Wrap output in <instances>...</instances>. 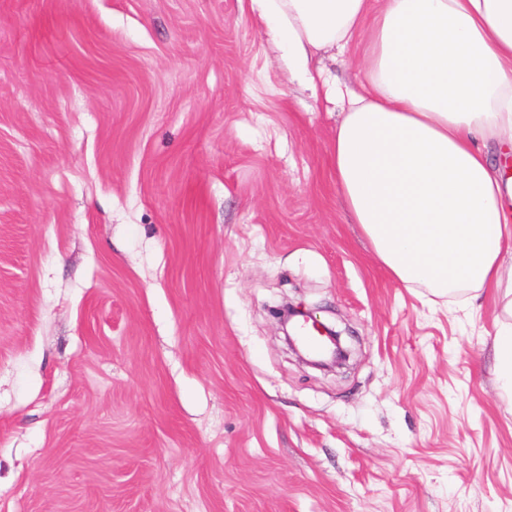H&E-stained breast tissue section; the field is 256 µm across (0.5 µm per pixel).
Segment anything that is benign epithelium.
<instances>
[{"instance_id":"benign-epithelium-1","label":"benign epithelium","mask_w":512,"mask_h":512,"mask_svg":"<svg viewBox=\"0 0 512 512\" xmlns=\"http://www.w3.org/2000/svg\"><path fill=\"white\" fill-rule=\"evenodd\" d=\"M279 330L288 350L303 364L323 372H335L344 368L353 356L354 350L343 339L342 331L319 321L313 312L302 304L284 300L275 311ZM314 324L324 338V345L318 352L301 350L293 332L298 321Z\"/></svg>"}]
</instances>
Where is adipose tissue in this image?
<instances>
[{
	"mask_svg": "<svg viewBox=\"0 0 512 512\" xmlns=\"http://www.w3.org/2000/svg\"><path fill=\"white\" fill-rule=\"evenodd\" d=\"M292 74L335 96L318 60L367 34L332 168L353 223L404 284L503 292L496 373L512 398V213L488 149L512 143V0H250Z\"/></svg>",
	"mask_w": 512,
	"mask_h": 512,
	"instance_id": "adipose-tissue-1",
	"label": "adipose tissue"
}]
</instances>
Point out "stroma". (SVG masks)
Returning <instances> with one entry per match:
<instances>
[{
  "instance_id": "stroma-1",
  "label": "stroma",
  "mask_w": 512,
  "mask_h": 512,
  "mask_svg": "<svg viewBox=\"0 0 512 512\" xmlns=\"http://www.w3.org/2000/svg\"><path fill=\"white\" fill-rule=\"evenodd\" d=\"M346 110L248 0H0V512H512L500 294L388 272ZM285 298L347 369L289 353ZM275 315L288 350L301 363L323 372H336L347 366L354 350L343 339L341 330L319 321L310 309L300 303L295 304L288 299L276 308ZM300 319L304 324L311 321L319 329L320 336L325 339L320 351H303L300 349L293 336L295 325Z\"/></svg>"
}]
</instances>
